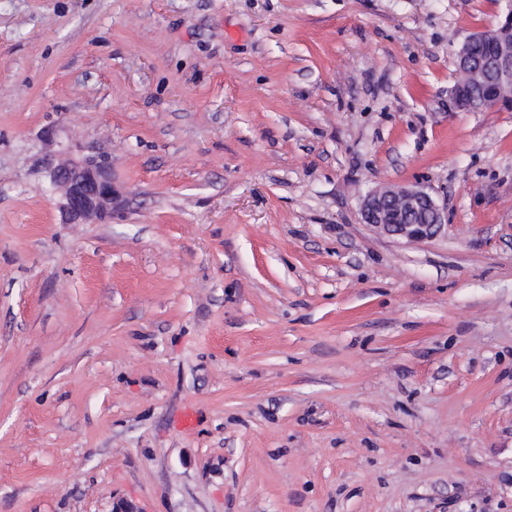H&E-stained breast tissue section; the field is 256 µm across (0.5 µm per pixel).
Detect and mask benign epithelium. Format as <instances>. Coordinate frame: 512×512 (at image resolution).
I'll list each match as a JSON object with an SVG mask.
<instances>
[{
  "label": "benign epithelium",
  "instance_id": "1",
  "mask_svg": "<svg viewBox=\"0 0 512 512\" xmlns=\"http://www.w3.org/2000/svg\"><path fill=\"white\" fill-rule=\"evenodd\" d=\"M490 40L482 77L498 86L493 100L474 96L468 105L451 95L453 108L476 112L512 101V22H502L469 39ZM51 181L60 188L71 223L91 221L112 212L113 187L107 167L94 160L79 165L61 163L52 168ZM363 222L376 232L410 242L429 240L447 226L448 216L426 191L414 186H386L368 193L361 203Z\"/></svg>",
  "mask_w": 512,
  "mask_h": 512
}]
</instances>
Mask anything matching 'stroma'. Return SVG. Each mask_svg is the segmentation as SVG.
<instances>
[{"label": "stroma", "mask_w": 512, "mask_h": 512, "mask_svg": "<svg viewBox=\"0 0 512 512\" xmlns=\"http://www.w3.org/2000/svg\"><path fill=\"white\" fill-rule=\"evenodd\" d=\"M504 11L0 0V512H512V105L448 99ZM51 181L64 193L70 224L112 213V179L103 163L89 159L81 165L58 164L52 168ZM361 215L379 234L410 242L432 239L448 223L445 208L414 186H386L368 193L361 203Z\"/></svg>", "instance_id": "1"}]
</instances>
